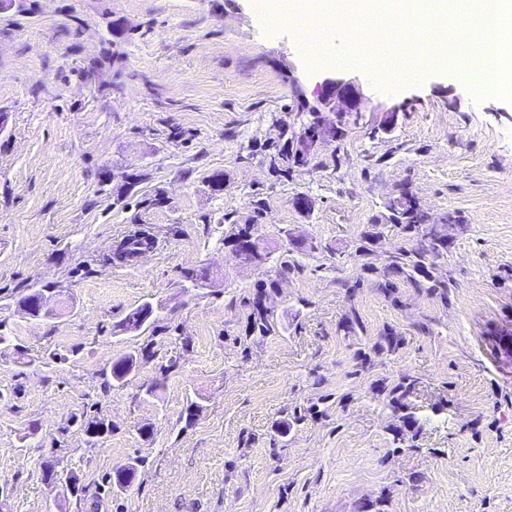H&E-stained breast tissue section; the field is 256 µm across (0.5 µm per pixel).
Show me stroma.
<instances>
[{
	"label": "stroma",
	"instance_id": "1",
	"mask_svg": "<svg viewBox=\"0 0 512 512\" xmlns=\"http://www.w3.org/2000/svg\"><path fill=\"white\" fill-rule=\"evenodd\" d=\"M304 39L257 0L0 10V512H512V102L447 65L350 69L363 120L283 172V126L338 72ZM402 189L448 239L426 265L447 296L386 274L425 244L389 220ZM134 233L157 249L118 257Z\"/></svg>",
	"mask_w": 512,
	"mask_h": 512
}]
</instances>
